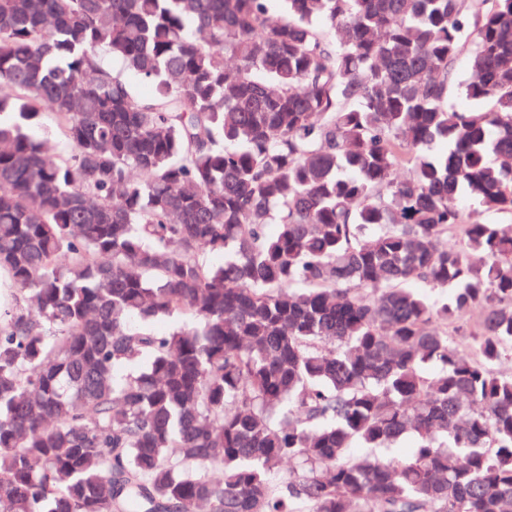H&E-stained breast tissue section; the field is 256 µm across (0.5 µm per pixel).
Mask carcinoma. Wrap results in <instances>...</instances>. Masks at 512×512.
Segmentation results:
<instances>
[{
    "mask_svg": "<svg viewBox=\"0 0 512 512\" xmlns=\"http://www.w3.org/2000/svg\"><path fill=\"white\" fill-rule=\"evenodd\" d=\"M1 86L0 512H512V0H0Z\"/></svg>",
    "mask_w": 512,
    "mask_h": 512,
    "instance_id": "cac0c4a2",
    "label": "carcinoma"
}]
</instances>
